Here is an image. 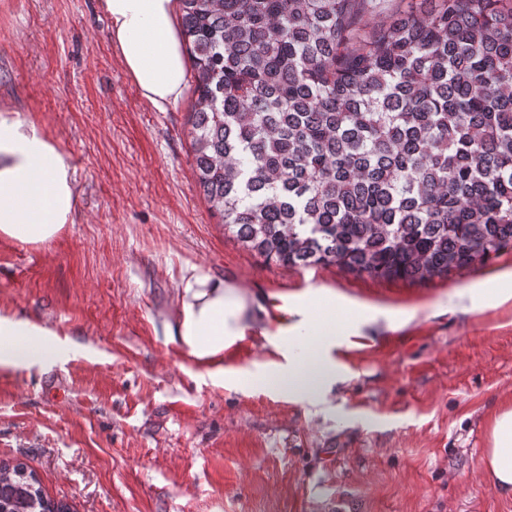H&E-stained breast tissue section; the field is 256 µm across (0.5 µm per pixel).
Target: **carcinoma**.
<instances>
[{
	"instance_id": "cac0c4a2",
	"label": "carcinoma",
	"mask_w": 512,
	"mask_h": 512,
	"mask_svg": "<svg viewBox=\"0 0 512 512\" xmlns=\"http://www.w3.org/2000/svg\"><path fill=\"white\" fill-rule=\"evenodd\" d=\"M179 0L197 184L268 262L423 281L512 250V0ZM0 512H73L22 462Z\"/></svg>"
}]
</instances>
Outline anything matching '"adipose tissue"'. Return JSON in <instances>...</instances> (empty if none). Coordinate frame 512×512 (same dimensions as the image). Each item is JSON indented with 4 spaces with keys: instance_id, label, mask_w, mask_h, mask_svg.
Here are the masks:
<instances>
[{
    "instance_id": "1",
    "label": "adipose tissue",
    "mask_w": 512,
    "mask_h": 512,
    "mask_svg": "<svg viewBox=\"0 0 512 512\" xmlns=\"http://www.w3.org/2000/svg\"><path fill=\"white\" fill-rule=\"evenodd\" d=\"M111 22L112 43L143 98L165 110L185 89V65L175 29L176 0H100ZM75 203V175L55 142L34 123L0 109V235L45 243L68 224ZM471 307L512 302V269L457 289ZM335 292L323 289L288 305L295 320L267 339L279 355L264 380L291 399L318 402L338 381L343 366L334 350L356 326H337ZM253 302L237 285L197 270L183 276L177 314L168 330L194 359L217 362L255 325ZM27 323L0 317V366L45 361L56 355L50 339L31 343ZM483 465L496 487L512 493V404L487 424Z\"/></svg>"
}]
</instances>
